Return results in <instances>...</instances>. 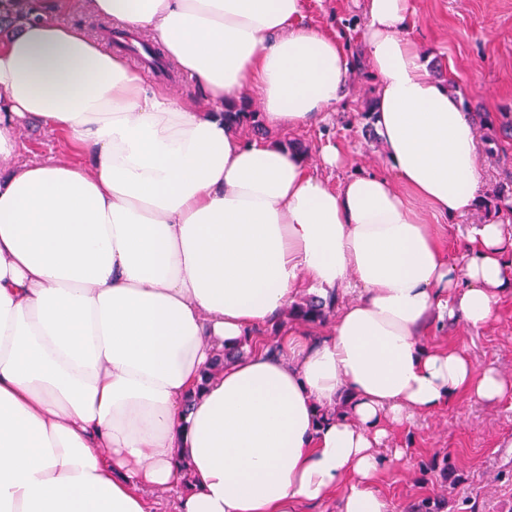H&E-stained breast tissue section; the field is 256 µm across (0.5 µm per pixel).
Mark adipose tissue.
Instances as JSON below:
<instances>
[{
  "label": "adipose tissue",
  "instance_id": "obj_1",
  "mask_svg": "<svg viewBox=\"0 0 512 512\" xmlns=\"http://www.w3.org/2000/svg\"><path fill=\"white\" fill-rule=\"evenodd\" d=\"M152 34L200 110L82 28L32 16L0 37V512H391L389 432L512 381L424 339L479 330L512 294V232L439 225L483 190L477 129L407 34L411 0H365L364 51L390 173L338 186L224 106L255 89L267 124L341 106L350 56L303 28L304 0H81ZM66 159L19 161L18 130ZM340 298L330 332L262 330L300 292ZM245 355L202 383L215 349Z\"/></svg>",
  "mask_w": 512,
  "mask_h": 512
}]
</instances>
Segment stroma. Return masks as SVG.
Wrapping results in <instances>:
<instances>
[{
    "label": "stroma",
    "mask_w": 512,
    "mask_h": 512,
    "mask_svg": "<svg viewBox=\"0 0 512 512\" xmlns=\"http://www.w3.org/2000/svg\"><path fill=\"white\" fill-rule=\"evenodd\" d=\"M412 6L409 33L431 56L432 73L453 82L464 107L477 117L487 202L500 189L512 188V130L494 124L499 114L512 113V0H412ZM345 20L353 22L355 33H362L361 0H306L304 27L334 33ZM374 96L369 69L350 71L346 103L324 125L270 128L266 137L300 143L309 155L323 142L336 144L351 166L324 171L333 186L352 169H387L384 145L367 130L362 116L365 101ZM426 342L457 345L477 368L492 367L512 378V296L499 299L486 329L452 323ZM393 448L404 454L389 460L376 486L392 512H407L422 495L446 499L444 512H459L466 501L477 512H512V394L495 403L460 394L439 412L394 428L380 452L387 455ZM435 456L447 457L458 468L461 479L456 485L441 486L435 473L424 470V463Z\"/></svg>",
    "instance_id": "1"
}]
</instances>
